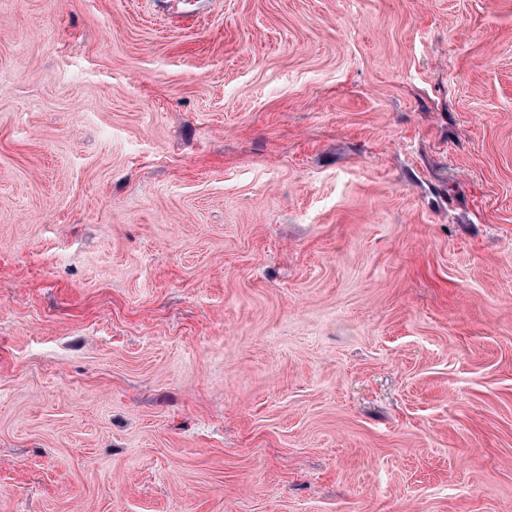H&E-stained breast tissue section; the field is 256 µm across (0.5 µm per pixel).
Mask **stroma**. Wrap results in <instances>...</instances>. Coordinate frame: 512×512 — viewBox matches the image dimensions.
Here are the masks:
<instances>
[{
  "mask_svg": "<svg viewBox=\"0 0 512 512\" xmlns=\"http://www.w3.org/2000/svg\"><path fill=\"white\" fill-rule=\"evenodd\" d=\"M0 512H512V0H0Z\"/></svg>",
  "mask_w": 512,
  "mask_h": 512,
  "instance_id": "obj_1",
  "label": "stroma"
}]
</instances>
